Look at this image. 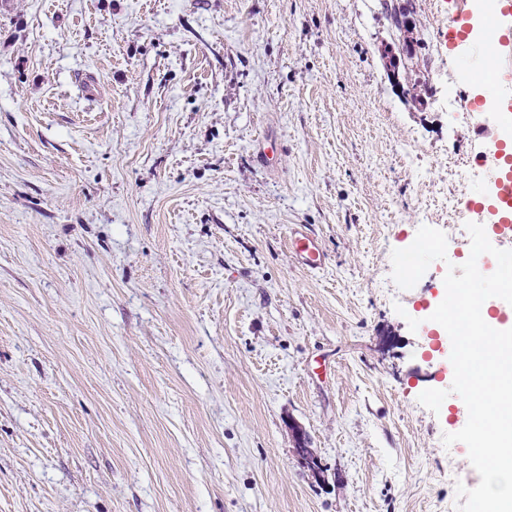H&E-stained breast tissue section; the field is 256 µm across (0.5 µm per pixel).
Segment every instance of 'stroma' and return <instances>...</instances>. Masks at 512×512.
Instances as JSON below:
<instances>
[{"instance_id":"obj_1","label":"stroma","mask_w":512,"mask_h":512,"mask_svg":"<svg viewBox=\"0 0 512 512\" xmlns=\"http://www.w3.org/2000/svg\"><path fill=\"white\" fill-rule=\"evenodd\" d=\"M9 4L0 512H455L480 477L426 352L448 267L403 290L391 252L486 188L444 164L493 167L452 106L469 45L436 49L477 0L401 30L382 0ZM300 263L308 269L316 270L324 264V254L316 239L308 234H301L295 243Z\"/></svg>"}]
</instances>
